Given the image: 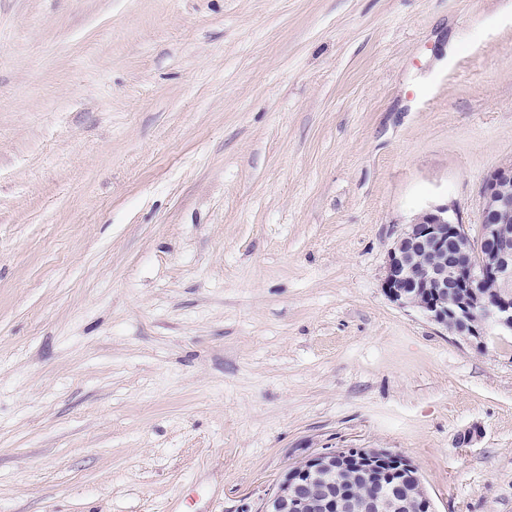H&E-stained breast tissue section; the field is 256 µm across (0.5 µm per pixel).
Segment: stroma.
<instances>
[{
    "label": "stroma",
    "mask_w": 512,
    "mask_h": 512,
    "mask_svg": "<svg viewBox=\"0 0 512 512\" xmlns=\"http://www.w3.org/2000/svg\"><path fill=\"white\" fill-rule=\"evenodd\" d=\"M508 162L512 0H0V512H262L325 448L512 512V332L382 286Z\"/></svg>",
    "instance_id": "obj_1"
}]
</instances>
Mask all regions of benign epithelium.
I'll return each instance as SVG.
<instances>
[{"label": "benign epithelium", "mask_w": 512, "mask_h": 512, "mask_svg": "<svg viewBox=\"0 0 512 512\" xmlns=\"http://www.w3.org/2000/svg\"><path fill=\"white\" fill-rule=\"evenodd\" d=\"M480 198L477 236L448 206L427 208L397 236L383 278L390 301L478 346L492 329L512 332V225L499 223L512 209V163L489 174ZM388 460L417 471L409 458L385 448H324L288 469L265 512H379V498L366 492L336 497L332 476L340 466L368 482Z\"/></svg>", "instance_id": "7a95c632"}]
</instances>
